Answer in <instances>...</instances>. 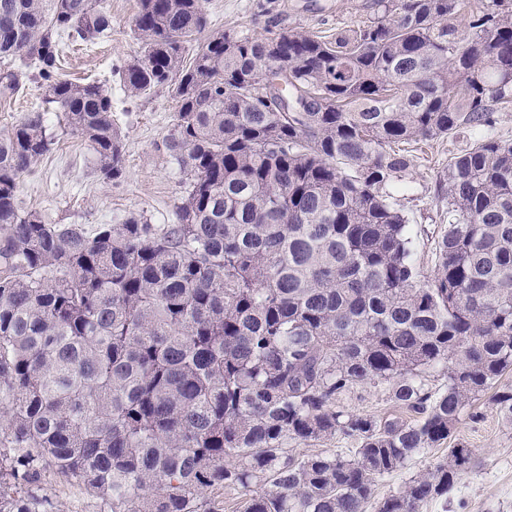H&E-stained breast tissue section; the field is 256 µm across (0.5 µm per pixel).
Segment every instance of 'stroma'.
Here are the masks:
<instances>
[{
  "instance_id": "stroma-1",
  "label": "stroma",
  "mask_w": 512,
  "mask_h": 512,
  "mask_svg": "<svg viewBox=\"0 0 512 512\" xmlns=\"http://www.w3.org/2000/svg\"><path fill=\"white\" fill-rule=\"evenodd\" d=\"M100 5L112 20L110 36L88 48L65 44L61 73L75 82L97 79L111 88L113 119L124 137L123 175L103 181L87 145L62 134L56 112L50 111L45 118L54 144L21 180L18 198L24 210L38 212L53 224H115L132 213L153 224H171L183 191L182 173L165 148L176 102L165 90L135 99L124 95L119 71L137 51L132 21L139 0H100ZM204 13L210 32L234 29L261 37L301 30L332 38L368 23L377 9L374 0H206ZM15 68L26 80L13 99L0 100V134L42 105L43 92L31 80L32 67L19 61ZM494 119L481 131L466 127L412 145L404 180L388 188L408 219L422 277H430L434 242L448 225V202L439 183L449 159L483 135L512 143V106L497 109ZM474 410V415H463L452 435L453 442L472 449L470 466L448 499L429 502L422 512H512V424L487 400L477 401ZM38 492L52 503V512L100 509L82 486L52 474L43 478Z\"/></svg>"
}]
</instances>
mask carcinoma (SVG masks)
<instances>
[{
  "label": "carcinoma",
  "instance_id": "1",
  "mask_svg": "<svg viewBox=\"0 0 512 512\" xmlns=\"http://www.w3.org/2000/svg\"><path fill=\"white\" fill-rule=\"evenodd\" d=\"M375 0L330 41L206 27L203 0H139L125 92L165 88L186 176L173 224H47L21 178L53 144L37 109L0 137V512H43L53 473L109 512H420L472 451L375 497L485 394L512 423V144L448 162L433 277L386 187L399 144L487 127L512 103V0ZM111 31L98 0H0V59L30 60L62 132L123 174L112 91L61 76L63 40ZM21 74L0 70V99ZM439 378V385L431 379ZM382 387L413 416L344 404ZM341 437L348 454L290 442Z\"/></svg>",
  "mask_w": 512,
  "mask_h": 512
}]
</instances>
